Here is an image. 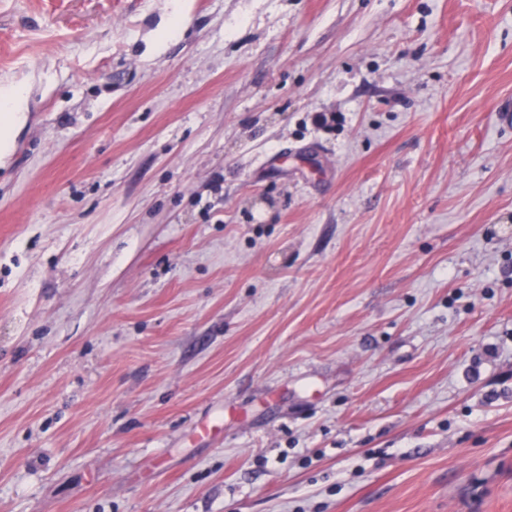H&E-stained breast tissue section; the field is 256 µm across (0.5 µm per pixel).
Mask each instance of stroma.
<instances>
[{"mask_svg": "<svg viewBox=\"0 0 512 512\" xmlns=\"http://www.w3.org/2000/svg\"><path fill=\"white\" fill-rule=\"evenodd\" d=\"M12 86L0 512H512V0H0Z\"/></svg>", "mask_w": 512, "mask_h": 512, "instance_id": "obj_1", "label": "stroma"}]
</instances>
